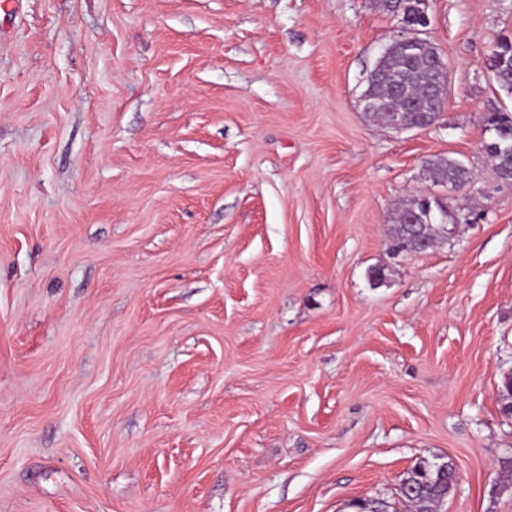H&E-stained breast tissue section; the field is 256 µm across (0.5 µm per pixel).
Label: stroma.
<instances>
[{
	"label": "stroma",
	"instance_id": "stroma-1",
	"mask_svg": "<svg viewBox=\"0 0 512 512\" xmlns=\"http://www.w3.org/2000/svg\"><path fill=\"white\" fill-rule=\"evenodd\" d=\"M429 17L448 106L398 134L372 0L0 9V512H349L448 457L442 512H512V0ZM436 157L456 229L395 252ZM499 140L493 143H486L485 150H490L496 157L500 158L498 168L495 170V158L486 154L488 166L494 171V177L499 181L512 182V129L503 128L499 130ZM450 158H435L433 160H430L429 165V174L431 177H438V178H444L448 177L452 180L457 181L459 184H466L467 182H470V171L469 169L460 161L458 162V165L455 167L448 165V160ZM456 182L448 181L441 183L439 185L440 188L448 195H452L453 193L457 192L462 185H459Z\"/></svg>",
	"mask_w": 512,
	"mask_h": 512
}]
</instances>
